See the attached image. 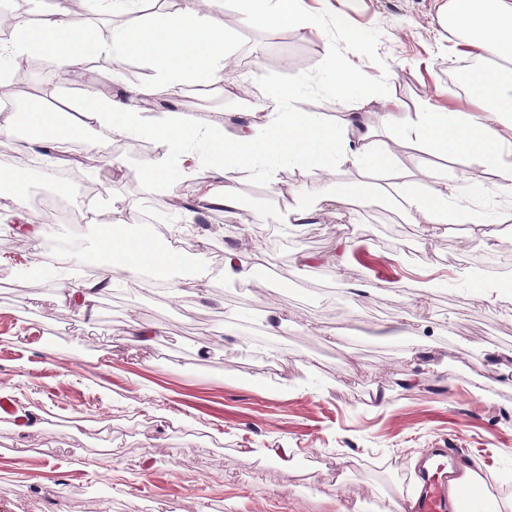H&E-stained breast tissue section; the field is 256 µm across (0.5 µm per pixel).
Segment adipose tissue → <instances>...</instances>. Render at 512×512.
<instances>
[{
  "label": "adipose tissue",
  "mask_w": 512,
  "mask_h": 512,
  "mask_svg": "<svg viewBox=\"0 0 512 512\" xmlns=\"http://www.w3.org/2000/svg\"><path fill=\"white\" fill-rule=\"evenodd\" d=\"M302 2L249 0L244 20L298 23L303 19ZM34 3L39 19L36 24L15 27L11 46L0 48V74L23 57H39L60 70L92 51H108L120 58L135 53L156 72L157 84L127 88L119 97L85 93L77 107L81 126H105L117 136L134 134L140 126L138 104L144 98L188 80L212 83L222 77L227 31L212 22L196 0H186L177 13L156 14L137 29H115L106 39L84 27L67 0ZM442 19L457 31L465 55L495 62V69L476 72L465 99L448 107L427 103L422 111L410 114L389 101L383 119L391 138L413 136L441 155L482 159L497 171L501 190L512 196V163L503 159L505 140L499 130L502 116L512 112V93L507 90L512 84V0H449ZM268 102L270 112L261 130L221 136L180 120L158 125L154 136L165 147L179 151L190 152L197 143H207L211 171L225 182L223 193L208 194L207 200L223 205L229 213L238 208L233 183L239 173L270 177L271 162L280 158L294 161L311 176L289 204L286 223H312L329 199L351 208L368 205V198L348 185H338L330 197L322 187L336 167L362 158L371 168L389 167L391 155L386 146L348 137V128L359 125V115L349 114L339 130L307 111L296 89H275ZM399 205L413 224L484 221L481 212L452 204L447 184L440 181L425 191H406ZM96 252L127 285L148 290L154 286V277L164 276L183 259L181 247H161L142 237L137 217L119 209L101 225Z\"/></svg>",
  "instance_id": "adipose-tissue-1"
}]
</instances>
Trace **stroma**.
Wrapping results in <instances>:
<instances>
[{
  "label": "stroma",
  "mask_w": 512,
  "mask_h": 512,
  "mask_svg": "<svg viewBox=\"0 0 512 512\" xmlns=\"http://www.w3.org/2000/svg\"><path fill=\"white\" fill-rule=\"evenodd\" d=\"M443 2L305 0L304 25L287 28L243 23L245 0H219L209 17L231 16L228 53L245 71L192 98L167 93L147 105L199 125L219 116L234 133L262 122L242 84L264 95L299 87L304 106L326 111L331 126L366 115L391 154L387 172L345 164L334 181L370 189L425 168L449 187L467 186L464 204L489 223L405 225L394 208L329 203L279 244L263 224L224 215L184 250L194 295L138 292L117 278L91 317L64 299L61 279L44 287L24 269L75 236L83 255L68 280L78 282L96 260L90 217L115 206L149 214L147 232L183 223L180 213L143 208L174 190L148 185L141 169L172 165L175 155L155 142L113 156L95 169L101 190L82 196L80 220L48 222L31 205L23 231L0 218V268L10 270L0 278V398L13 408L0 417V512H336L340 497L382 512L428 448L455 449L457 461L492 475L494 512L512 503V308L498 292L478 299L467 263L483 248H512V199L481 159L446 160L422 141L388 140L378 119L389 97L411 113L459 99L452 84L465 57L439 22ZM342 60L370 76L365 95L333 94ZM109 72L113 81L101 83ZM155 78L140 56L100 54L61 80L36 66L13 103L51 88L73 105L90 84L118 95ZM307 179L281 161L270 179L242 176L235 189L277 220ZM228 251L248 266L251 287L213 274L216 254ZM344 282L363 293L347 295ZM134 322L156 331L153 342L134 341ZM54 331L57 346L46 341ZM248 333L271 343L272 362L249 358Z\"/></svg>",
  "instance_id": "1"
}]
</instances>
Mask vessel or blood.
I'll use <instances>...</instances> for the list:
<instances>
[{
  "mask_svg": "<svg viewBox=\"0 0 512 512\" xmlns=\"http://www.w3.org/2000/svg\"><path fill=\"white\" fill-rule=\"evenodd\" d=\"M452 478V473L444 472L442 467L423 468L413 492L415 512H489L482 492L474 484L461 485L456 496H449Z\"/></svg>",
  "mask_w": 512,
  "mask_h": 512,
  "instance_id": "vessel-or-blood-1",
  "label": "vessel or blood"
}]
</instances>
